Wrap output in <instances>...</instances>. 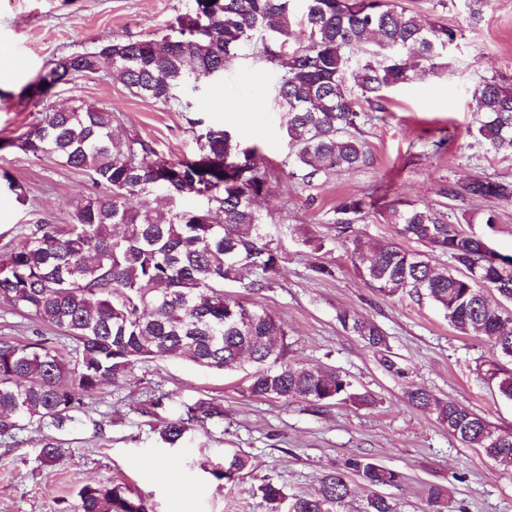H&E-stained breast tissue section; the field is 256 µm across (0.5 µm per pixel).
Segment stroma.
Instances as JSON below:
<instances>
[{
  "label": "stroma",
  "instance_id": "35a3bbf8",
  "mask_svg": "<svg viewBox=\"0 0 512 512\" xmlns=\"http://www.w3.org/2000/svg\"><path fill=\"white\" fill-rule=\"evenodd\" d=\"M422 20L448 25L457 38L436 73L385 90L382 119L361 125L366 165L316 176L282 174L289 154L285 115L273 91L276 73L244 47L217 83L189 93L192 109L130 94L115 74L79 76L44 99L26 88L62 57L94 51L103 37L161 39L195 0H0V252L39 220L66 223L70 202L91 192L81 172L38 160L17 148L18 138L52 109L83 103L106 107L159 154L192 153L203 124L239 132L279 177L256 208L280 255L261 291L228 282L226 294L271 312L293 344L295 359L332 368L353 388L370 392V406L313 405L256 398L244 370L220 371L181 359L137 363L129 378L86 397L81 420L65 436L58 460L37 459L43 432L29 425L0 438V512H70L87 485L123 484L144 496L151 512H267L260 488L282 486L288 496L317 491L322 476L355 455L398 471V485L381 488L397 512H427L429 484L448 485V512H512V469L448 434L434 416L417 410L406 393L425 388L468 407L512 432V400L500 397L485 373L493 355L487 337L464 336L426 300L386 297L354 272L344 236L332 219L352 195L376 199L377 213L353 224L370 246L398 242L379 212L397 201L432 209L495 251L512 254V201L449 197L475 177L512 181V150H495L474 137L471 93L486 79L512 84V0H483L471 14L465 0H395ZM445 139V152L431 141ZM495 224H486L488 214ZM321 240L314 250L312 240ZM348 309L385 332L400 373L388 371L371 349L337 320ZM160 405L148 404V397ZM205 399L220 417L185 434L176 445L160 438L163 425L185 404ZM241 455L238 478L216 479L225 459Z\"/></svg>",
  "mask_w": 512,
  "mask_h": 512
}]
</instances>
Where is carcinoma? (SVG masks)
Segmentation results:
<instances>
[{
    "label": "carcinoma",
    "instance_id": "obj_1",
    "mask_svg": "<svg viewBox=\"0 0 512 512\" xmlns=\"http://www.w3.org/2000/svg\"><path fill=\"white\" fill-rule=\"evenodd\" d=\"M195 0L193 12L161 40L105 41L93 58L59 59L29 86L47 97L60 84L91 66L114 70L135 96L165 106L188 104V83L219 77L247 44L258 45L259 60L271 64L274 86L287 116L286 136L302 180L366 163L355 136L365 110L384 112L382 92L433 73L448 53L455 31L424 23L392 0ZM370 45L368 60L348 84L351 49ZM477 136L497 149H512V87L485 80L472 93ZM198 152L166 159L124 127L111 111L91 106L45 113L20 137L32 157L52 159L86 174L95 192L71 203L72 223L39 220L24 227L18 243L0 254V305L25 314L36 326L33 338L0 339V438H12L34 422L48 431L37 459L54 463L57 435L83 411V399L105 385L131 376L136 363L180 358L207 368L233 369L247 361L248 391L255 397L300 399L313 404L374 399L357 393L334 369L310 367L290 357L291 343L278 320L262 308L224 295V281L258 275L263 286L280 257L270 247L254 207L275 178L256 148L229 128L209 126ZM463 196L512 198V183L472 179ZM153 196L159 207L133 210L130 198ZM185 197L204 200L199 209L181 206ZM372 204L352 196L336 209L338 232L364 219ZM397 233L445 254L452 266L437 270L419 253L397 245L371 249L354 237L349 249L355 273L384 296L427 298L440 307L456 331L485 336L496 353L512 358V311L492 305L488 284L512 302V255L485 251L486 243L410 203L380 213ZM344 330L380 355L387 336L373 321L348 310L337 314ZM61 330L77 341L71 360L43 338L39 326ZM500 394L512 400V371L496 369ZM417 409L435 416L448 434L512 468V432H500L466 407L425 389L408 393ZM221 416L200 399L167 422L161 438L175 444L194 427ZM234 455L216 478L230 480L247 468ZM369 488L400 478L367 456H353L326 473L318 492L288 497L271 481L261 487L271 512H335L352 496L347 473ZM448 486L430 484L433 512L448 504ZM74 512H148L145 500L127 487H84ZM365 512H395L384 496L367 498Z\"/></svg>",
    "mask_w": 512,
    "mask_h": 512
}]
</instances>
